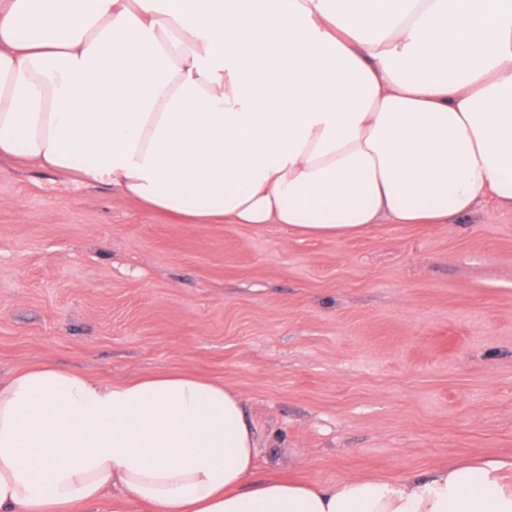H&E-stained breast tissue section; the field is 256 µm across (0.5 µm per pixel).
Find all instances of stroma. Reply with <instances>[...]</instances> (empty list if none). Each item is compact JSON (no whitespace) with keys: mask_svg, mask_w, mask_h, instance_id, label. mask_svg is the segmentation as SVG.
Segmentation results:
<instances>
[{"mask_svg":"<svg viewBox=\"0 0 512 512\" xmlns=\"http://www.w3.org/2000/svg\"><path fill=\"white\" fill-rule=\"evenodd\" d=\"M36 363L230 385L260 479L512 458V210L302 239L0 160V377Z\"/></svg>","mask_w":512,"mask_h":512,"instance_id":"obj_1","label":"stroma"}]
</instances>
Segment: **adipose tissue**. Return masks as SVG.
<instances>
[{
    "mask_svg": "<svg viewBox=\"0 0 512 512\" xmlns=\"http://www.w3.org/2000/svg\"><path fill=\"white\" fill-rule=\"evenodd\" d=\"M0 159L295 236L512 208V0H0ZM264 451L193 374L0 380V512H512V460L322 483ZM78 512H147L143 507L134 503L118 501L109 494L103 495L95 503L74 509Z\"/></svg>",
    "mask_w": 512,
    "mask_h": 512,
    "instance_id": "ef3b65f1",
    "label": "adipose tissue"
}]
</instances>
